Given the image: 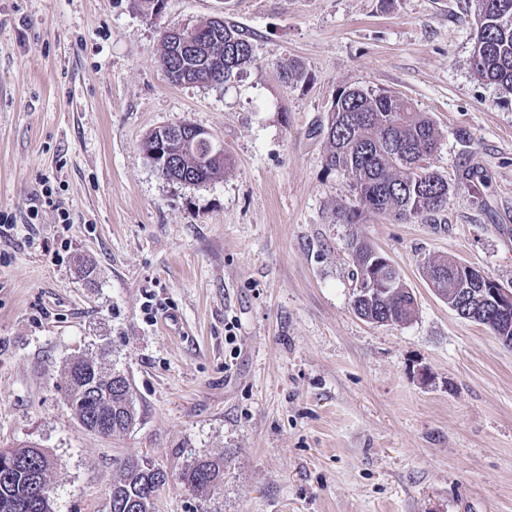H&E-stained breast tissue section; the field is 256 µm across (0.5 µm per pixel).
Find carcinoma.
Masks as SVG:
<instances>
[{"label":"carcinoma","mask_w":512,"mask_h":512,"mask_svg":"<svg viewBox=\"0 0 512 512\" xmlns=\"http://www.w3.org/2000/svg\"><path fill=\"white\" fill-rule=\"evenodd\" d=\"M475 41L470 66L481 81L512 93V0H476ZM197 39L212 50L232 58L224 63V80L251 62L250 37L224 20H210ZM161 61L166 73L187 74L193 82L210 81L211 62L204 53L179 52L162 37ZM166 126L164 152L172 156L163 178H192L202 183L224 174L230 164L225 155L207 165L201 160L210 152L202 143L190 150L181 147ZM326 167L345 176L352 198L339 211L346 224H359L364 212L395 218L403 223L429 218L448 206L451 187L434 170L431 156L438 146L435 122L409 101L387 90L349 88L335 100L326 126ZM355 273L354 310L372 323L405 324L415 314L413 294L398 270L366 240L354 235L348 242ZM424 275L435 294L454 302L467 287L466 267L442 256L423 264ZM473 321L487 327L512 347V328L503 326L489 309L475 311ZM64 393L79 422L98 425L103 434L127 431L137 411L128 378L121 372L98 366L90 358H77L66 367ZM50 458L35 446L0 449V512H51L52 489L47 482ZM166 471L149 463L126 459L112 482V512H155L156 497L167 483ZM181 481L205 491L224 481V462L202 460L180 475Z\"/></svg>","instance_id":"1"}]
</instances>
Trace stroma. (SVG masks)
<instances>
[{
    "label": "stroma",
    "instance_id": "1",
    "mask_svg": "<svg viewBox=\"0 0 512 512\" xmlns=\"http://www.w3.org/2000/svg\"><path fill=\"white\" fill-rule=\"evenodd\" d=\"M475 10L165 0L149 19L132 0H0V447L50 455L53 512H111L129 456L169 475L156 512H512V348L423 275L448 256L512 289V94L471 71ZM216 17L250 34L252 62L172 84L162 32ZM291 62L305 76L286 83ZM350 87L430 113L444 211L339 221L325 125ZM183 121L223 141L220 178L170 182L146 159V135ZM354 233L413 292L410 322L354 314ZM85 355L128 377L124 433L70 410L65 368ZM204 459L224 481L198 492L179 475Z\"/></svg>",
    "mask_w": 512,
    "mask_h": 512
}]
</instances>
